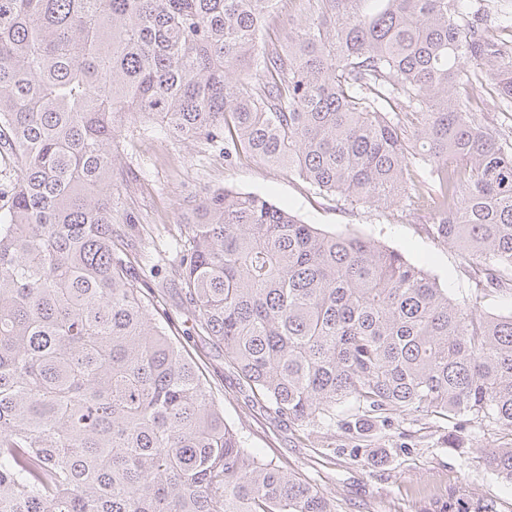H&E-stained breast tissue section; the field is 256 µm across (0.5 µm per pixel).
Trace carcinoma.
I'll return each mask as SVG.
<instances>
[{"label": "carcinoma", "mask_w": 512, "mask_h": 512, "mask_svg": "<svg viewBox=\"0 0 512 512\" xmlns=\"http://www.w3.org/2000/svg\"><path fill=\"white\" fill-rule=\"evenodd\" d=\"M0 0V512H336L246 448L114 243L117 141L156 120L320 193L428 217L512 290V0ZM429 166L415 186L413 166ZM198 331L292 422L351 400L512 436V313L265 196L208 188L173 247ZM512 483V445L482 457ZM276 13L273 15L269 33L288 29V23L296 19L302 9V0H278Z\"/></svg>", "instance_id": "obj_1"}]
</instances>
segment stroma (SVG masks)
<instances>
[{"label": "stroma", "instance_id": "stroma-1", "mask_svg": "<svg viewBox=\"0 0 512 512\" xmlns=\"http://www.w3.org/2000/svg\"><path fill=\"white\" fill-rule=\"evenodd\" d=\"M114 181L117 209L132 217L117 225L146 296L201 366L224 420L247 448L329 495L336 512H512V485L485 469L481 455L508 437L494 423L415 412L359 429L356 408L343 403L329 425H300L251 401L224 350L199 335L169 248L185 234L188 196L228 185L258 193L329 232L347 230L398 251L436 278L454 298L473 294L478 273L459 250L430 236L425 220L317 194L282 169L253 160L228 167L203 143L183 144L159 128L130 125L120 142Z\"/></svg>", "mask_w": 512, "mask_h": 512}]
</instances>
